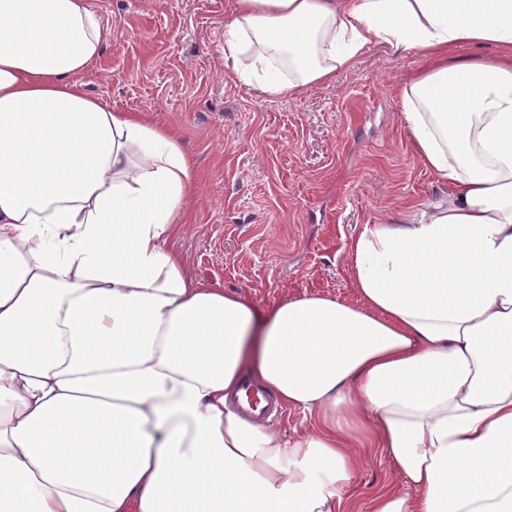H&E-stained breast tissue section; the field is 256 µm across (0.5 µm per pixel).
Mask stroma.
I'll list each match as a JSON object with an SVG mask.
<instances>
[{"instance_id":"1","label":"stroma","mask_w":512,"mask_h":512,"mask_svg":"<svg viewBox=\"0 0 512 512\" xmlns=\"http://www.w3.org/2000/svg\"><path fill=\"white\" fill-rule=\"evenodd\" d=\"M112 36L75 80L115 112L175 127L197 183L181 231L166 242L192 279L268 310L305 294L359 303L346 246L366 224L396 221L447 195L413 152L397 87L418 52L376 43L334 80L291 99L238 78L224 57L233 0H93ZM401 486L377 455L351 495Z\"/></svg>"}]
</instances>
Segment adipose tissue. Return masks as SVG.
<instances>
[{"mask_svg":"<svg viewBox=\"0 0 512 512\" xmlns=\"http://www.w3.org/2000/svg\"><path fill=\"white\" fill-rule=\"evenodd\" d=\"M109 36L0 0V512H357L375 453L403 486L368 512H512V0H234L224 53L282 98L375 41L428 60L398 95L451 194L353 236L356 304L189 280L192 154L73 80ZM246 371L306 428L239 414Z\"/></svg>","mask_w":512,"mask_h":512,"instance_id":"ef3b65f1","label":"adipose tissue"}]
</instances>
